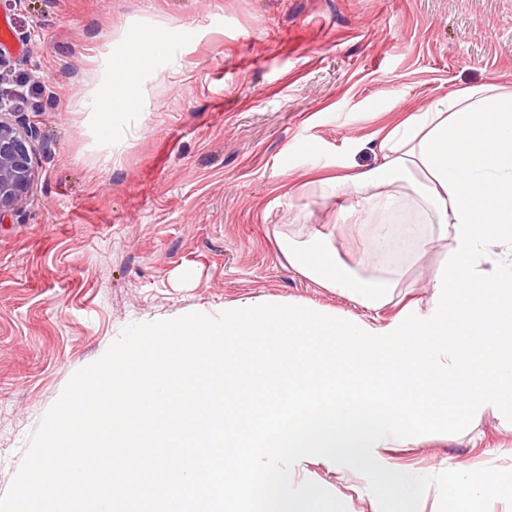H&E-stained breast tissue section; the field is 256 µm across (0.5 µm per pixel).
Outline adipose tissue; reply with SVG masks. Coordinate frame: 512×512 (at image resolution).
<instances>
[{
	"mask_svg": "<svg viewBox=\"0 0 512 512\" xmlns=\"http://www.w3.org/2000/svg\"><path fill=\"white\" fill-rule=\"evenodd\" d=\"M120 57L113 68L112 89L94 98V116L100 124L111 121L113 113L128 111L142 91L141 40L126 41ZM509 92L512 87L497 83L458 90L445 102L412 113L388 129L377 142L376 164L357 173L325 179V193L349 196L353 202L339 208L335 223L310 234L278 233V250L289 267L318 287L362 307L363 320L372 328L385 327L386 322L378 313L392 304L399 286L394 257L403 252L419 256L435 242L451 241L456 235L449 195L423 165L420 140L451 113L481 98ZM398 210L413 215L415 223L431 225V232L420 233L415 224H407L400 235H393L384 217ZM347 225L371 229L367 249L360 259L361 265L371 266V273L360 272L359 267L351 266L341 257L336 240Z\"/></svg>",
	"mask_w": 512,
	"mask_h": 512,
	"instance_id": "obj_1",
	"label": "adipose tissue"
}]
</instances>
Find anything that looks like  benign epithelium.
I'll list each match as a JSON object with an SVG mask.
<instances>
[{"label": "benign epithelium", "instance_id": "7a95c632", "mask_svg": "<svg viewBox=\"0 0 512 512\" xmlns=\"http://www.w3.org/2000/svg\"><path fill=\"white\" fill-rule=\"evenodd\" d=\"M19 112L0 93V217L27 203L35 180L33 142L38 131L10 116Z\"/></svg>", "mask_w": 512, "mask_h": 512}]
</instances>
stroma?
Segmentation results:
<instances>
[{
  "label": "stroma",
  "mask_w": 512,
  "mask_h": 512,
  "mask_svg": "<svg viewBox=\"0 0 512 512\" xmlns=\"http://www.w3.org/2000/svg\"><path fill=\"white\" fill-rule=\"evenodd\" d=\"M20 119L39 132L28 202L0 219V494L30 435L79 369L124 327L218 317L268 297L362 315L282 260L286 224L331 223L337 164L372 165V135L449 94L512 86V0H0ZM161 28L143 92L96 136L105 56ZM438 242L403 259L424 286ZM391 458L408 473L512 469V423L438 435ZM347 512H375L361 482L308 468Z\"/></svg>",
  "instance_id": "obj_1"
}]
</instances>
